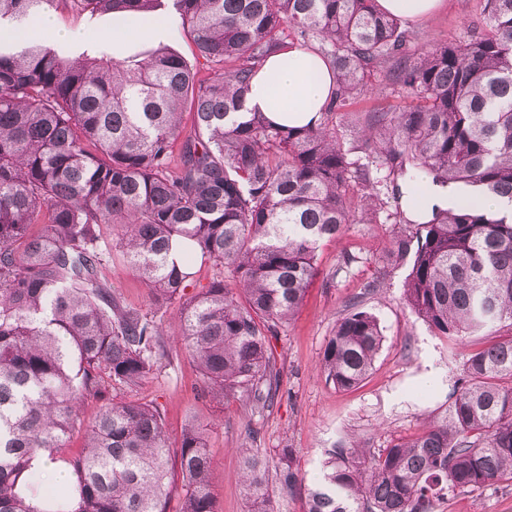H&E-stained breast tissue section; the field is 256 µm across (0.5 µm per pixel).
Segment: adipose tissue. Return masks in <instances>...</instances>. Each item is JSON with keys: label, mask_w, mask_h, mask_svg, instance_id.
<instances>
[{"label": "adipose tissue", "mask_w": 512, "mask_h": 512, "mask_svg": "<svg viewBox=\"0 0 512 512\" xmlns=\"http://www.w3.org/2000/svg\"><path fill=\"white\" fill-rule=\"evenodd\" d=\"M175 24L174 18L152 14L113 15V58L169 41ZM333 85L332 72L317 52L290 44L271 55L255 74L247 107L276 124L300 127L317 119L330 101Z\"/></svg>", "instance_id": "ef3b65f1"}]
</instances>
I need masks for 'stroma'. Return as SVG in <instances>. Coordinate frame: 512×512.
<instances>
[{
	"instance_id": "obj_1",
	"label": "stroma",
	"mask_w": 512,
	"mask_h": 512,
	"mask_svg": "<svg viewBox=\"0 0 512 512\" xmlns=\"http://www.w3.org/2000/svg\"><path fill=\"white\" fill-rule=\"evenodd\" d=\"M482 6V0H445L439 13L417 24L422 44L470 34L481 24ZM393 231L390 224H352L341 240L320 247L317 276L298 313L271 340L283 385L264 409L251 411L240 397L221 403L198 397L201 377L179 347L174 348L171 363L140 387L119 391V398L159 406L170 446L178 445L188 420L206 425L215 462L212 494L219 512H247L238 453L245 441L264 450L294 448L312 481L320 476L327 450L340 437L354 436L378 452L421 432L432 413L445 407L448 386L460 374L464 347L434 335L407 308V267L391 270L377 294H362L385 262ZM347 252L358 261L349 272L338 273ZM100 275L128 306L147 308V290L119 251L107 249ZM359 295L378 318L384 341L367 378L340 391L326 382L320 362L338 315ZM435 512H512V483L462 494L439 503Z\"/></svg>"
}]
</instances>
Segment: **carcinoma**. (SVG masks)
Masks as SVG:
<instances>
[{
    "mask_svg": "<svg viewBox=\"0 0 512 512\" xmlns=\"http://www.w3.org/2000/svg\"><path fill=\"white\" fill-rule=\"evenodd\" d=\"M163 0H0V512H216L207 429L188 422L170 448L153 403L109 398L170 362L157 312L177 303L176 343L201 393L274 400L270 338L317 273L320 244L350 224L394 225L383 286L405 266V305L451 340L512 328V0H483L479 31L424 47L376 0H168L213 76L160 45L124 60L102 41L57 46L30 32L71 9L90 26ZM292 37L318 45L333 99L303 127L246 112L250 81ZM415 104L349 112L374 86ZM193 132L182 135L184 112ZM178 158H173L175 145ZM418 170L457 202L412 217L401 181ZM357 188L353 194L350 188ZM148 289L125 305L99 277L103 227ZM222 268L190 295L191 261ZM384 341L362 297L349 301L321 370L356 387ZM102 401L83 424L81 403ZM83 451L61 455L74 429ZM47 455L70 482L35 487ZM248 512H274L269 481L304 512H434L512 480V336L464 354L448 405L420 434L375 454L342 437L307 483L295 450L239 449Z\"/></svg>",
    "mask_w": 512,
    "mask_h": 512,
    "instance_id": "obj_1",
    "label": "carcinoma"
}]
</instances>
